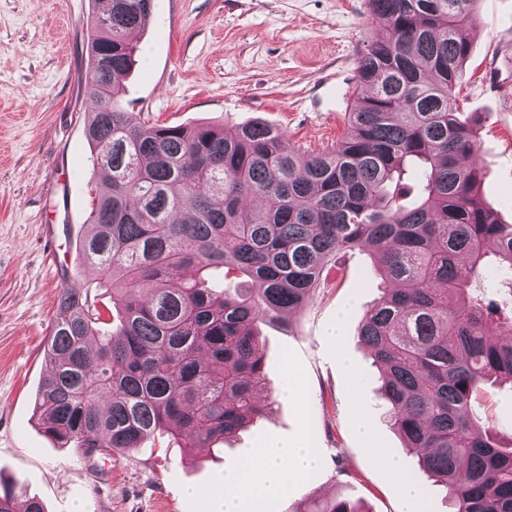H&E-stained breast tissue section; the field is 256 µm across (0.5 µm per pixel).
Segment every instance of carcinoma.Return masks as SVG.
<instances>
[{
    "label": "carcinoma",
    "mask_w": 512,
    "mask_h": 512,
    "mask_svg": "<svg viewBox=\"0 0 512 512\" xmlns=\"http://www.w3.org/2000/svg\"><path fill=\"white\" fill-rule=\"evenodd\" d=\"M476 2L366 0L380 32L357 58L347 131L308 153L264 122L132 123L118 93L154 0H94L86 137L104 178L80 251L118 324L100 334L89 289L60 292L35 397L48 436L87 457L163 428L187 448L224 441L263 412L257 324L288 321L362 250L391 287L358 336L405 447L452 512H512V447L472 413L482 386L512 385V224L479 194L478 130L457 105ZM218 269L253 287L214 288ZM0 512L46 510L15 479Z\"/></svg>",
    "instance_id": "carcinoma-1"
}]
</instances>
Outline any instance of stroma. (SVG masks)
Segmentation results:
<instances>
[{"instance_id":"obj_1","label":"stroma","mask_w":512,"mask_h":512,"mask_svg":"<svg viewBox=\"0 0 512 512\" xmlns=\"http://www.w3.org/2000/svg\"><path fill=\"white\" fill-rule=\"evenodd\" d=\"M91 13L92 0H0V479L18 478L47 512H217L226 467L305 433L321 465L287 494L267 496L266 512L329 497L364 512H409L395 478L373 461V446L402 460L428 512H449L444 487L418 475L392 428L358 336L382 294L364 251L349 255L289 325H258L267 410L237 436L184 448L164 431L125 454L89 458L45 435L34 402L48 374L44 339L57 295L97 285L75 254L100 183L86 138ZM376 32L365 0H156L119 98L136 123L261 121L282 129L290 147L321 151L343 136L351 103L318 86L329 80L353 90L357 56ZM471 39L459 105L479 124L480 194L512 224V0H478ZM337 329L339 346L329 339ZM341 350L355 376L339 368ZM292 379L298 395L283 398ZM357 407L372 442L353 428ZM473 413L512 442V386H484Z\"/></svg>"}]
</instances>
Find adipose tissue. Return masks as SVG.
<instances>
[{
	"instance_id": "adipose-tissue-1",
	"label": "adipose tissue",
	"mask_w": 512,
	"mask_h": 512,
	"mask_svg": "<svg viewBox=\"0 0 512 512\" xmlns=\"http://www.w3.org/2000/svg\"><path fill=\"white\" fill-rule=\"evenodd\" d=\"M318 455L309 442H283L276 454L258 450L245 464L225 470L220 485L224 512H249L275 491H287L292 479L302 477L316 467Z\"/></svg>"
}]
</instances>
